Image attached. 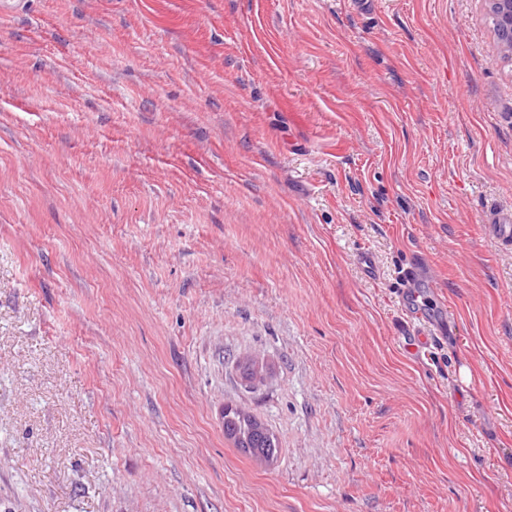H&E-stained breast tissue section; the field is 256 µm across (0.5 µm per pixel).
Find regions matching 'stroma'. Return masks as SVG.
Listing matches in <instances>:
<instances>
[{
  "mask_svg": "<svg viewBox=\"0 0 512 512\" xmlns=\"http://www.w3.org/2000/svg\"><path fill=\"white\" fill-rule=\"evenodd\" d=\"M487 10L0 21V512H512V252L483 228L512 208V61ZM416 251L453 330L428 357L398 342ZM228 405L273 461L225 439ZM224 437L242 452L257 458L267 460L278 452L273 432L255 416L236 407L224 408Z\"/></svg>",
  "mask_w": 512,
  "mask_h": 512,
  "instance_id": "stroma-1",
  "label": "stroma"
}]
</instances>
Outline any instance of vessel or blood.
I'll list each match as a JSON object with an SVG mask.
<instances>
[{"label":"vessel or blood","mask_w":512,"mask_h":512,"mask_svg":"<svg viewBox=\"0 0 512 512\" xmlns=\"http://www.w3.org/2000/svg\"><path fill=\"white\" fill-rule=\"evenodd\" d=\"M488 235L505 250L512 251V210L490 209L484 221ZM429 264L417 255L402 268L397 290L402 311L416 325L405 344L410 350H418L434 344H443L448 333V323L442 315L427 312L426 293L433 288Z\"/></svg>","instance_id":"vessel-or-blood-1"}]
</instances>
